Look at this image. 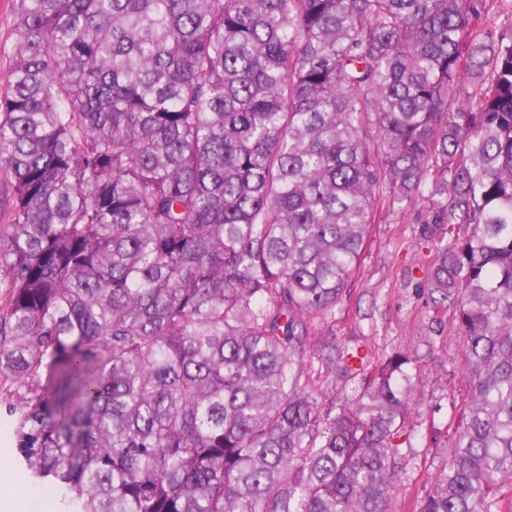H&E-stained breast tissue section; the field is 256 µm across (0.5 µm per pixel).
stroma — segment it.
<instances>
[{
  "label": "stroma",
  "mask_w": 512,
  "mask_h": 512,
  "mask_svg": "<svg viewBox=\"0 0 512 512\" xmlns=\"http://www.w3.org/2000/svg\"><path fill=\"white\" fill-rule=\"evenodd\" d=\"M426 219L420 204L373 225L358 278L326 333L336 344L360 347L375 360L399 347L417 348L424 401L444 404L465 396L467 383L451 365L459 340L447 322L435 321L419 287L422 258L413 246Z\"/></svg>",
  "instance_id": "obj_1"
}]
</instances>
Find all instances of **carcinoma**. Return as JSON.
Masks as SVG:
<instances>
[{"mask_svg": "<svg viewBox=\"0 0 512 512\" xmlns=\"http://www.w3.org/2000/svg\"><path fill=\"white\" fill-rule=\"evenodd\" d=\"M0 393L63 512H512V0H15ZM468 378L323 324L380 202ZM352 382L325 403L313 361ZM429 449L430 450L425 462L424 456H422L419 460H416L415 464H413V469L410 471V475L414 479L413 484L411 486H406V488L402 485L399 489L400 493H402L405 489H409L410 492H416L418 489L421 491L422 486L425 484V482H427L431 474L444 460V457L441 453V448Z\"/></svg>", "mask_w": 512, "mask_h": 512, "instance_id": "1", "label": "carcinoma"}]
</instances>
